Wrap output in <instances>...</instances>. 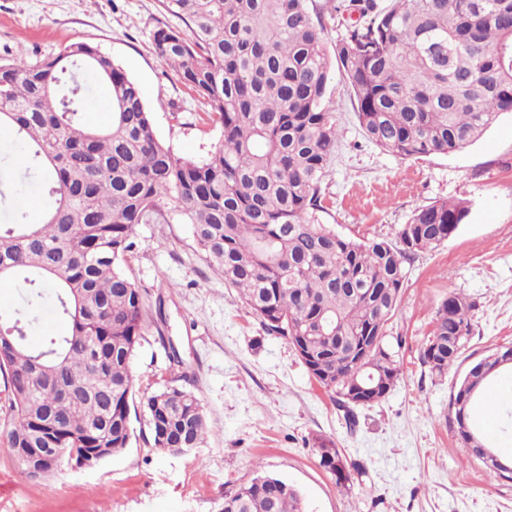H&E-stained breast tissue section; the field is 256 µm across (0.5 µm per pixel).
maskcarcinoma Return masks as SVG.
I'll list each match as a JSON object with an SVG mask.
<instances>
[{
    "label": "carcinoma",
    "instance_id": "1",
    "mask_svg": "<svg viewBox=\"0 0 512 512\" xmlns=\"http://www.w3.org/2000/svg\"><path fill=\"white\" fill-rule=\"evenodd\" d=\"M359 2L334 54L324 13ZM183 29L158 28L157 56L205 99L222 140L203 161L175 155L158 137L135 82L97 47L72 43L35 63L20 51L0 64V131L21 145L27 169L53 198L41 224L27 222L16 192L0 224V282L25 293L0 312V376L9 422L0 455L56 448L80 467L95 448L128 447L132 418L160 452L200 447L207 422L183 386L135 397L133 359L143 339L140 289L126 271L138 225L172 205L207 261L237 290L265 331L284 338L356 427L353 384L382 399L399 380L386 328L402 301L404 263L453 237L467 200L416 209L395 244L358 242L318 223L322 183L339 130L326 105L332 69L346 81L355 117L377 147L401 158L448 155L475 143L512 112V0H161ZM88 70L108 90L111 122L82 120ZM52 303L67 331L43 349L27 332ZM475 303L455 291L437 308L422 363L441 376L472 333ZM46 371L32 374L33 357ZM512 363L473 364L455 387L449 427L478 459L493 449L470 416L483 384ZM319 466L348 492L361 466L317 436ZM224 512H307L300 491L260 475L224 496Z\"/></svg>",
    "mask_w": 512,
    "mask_h": 512
}]
</instances>
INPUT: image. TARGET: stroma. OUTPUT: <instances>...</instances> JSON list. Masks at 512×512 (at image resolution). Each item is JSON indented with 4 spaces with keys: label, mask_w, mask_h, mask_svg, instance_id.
Wrapping results in <instances>:
<instances>
[{
    "label": "stroma",
    "mask_w": 512,
    "mask_h": 512,
    "mask_svg": "<svg viewBox=\"0 0 512 512\" xmlns=\"http://www.w3.org/2000/svg\"><path fill=\"white\" fill-rule=\"evenodd\" d=\"M182 28L158 0H0V61L25 49L53 57L83 41L140 87L160 139L177 156L205 159L221 139L207 106L156 55L157 27ZM327 102L340 131L322 185L321 224L359 241L396 242L413 211L470 201L458 232L407 264L402 301L387 333L402 339V375L380 402L342 411L295 352L260 320L198 252L176 212L138 225L129 275L147 315L133 361L140 390H192L208 425L204 444L169 455L134 435L94 467L61 466L49 484L0 457V512H222L224 496L257 470L294 484L310 512H512V481L488 479L448 426L456 382L472 362L512 346V112L467 149L403 159L375 146L358 125L347 86L332 72ZM475 304L473 331L445 377L421 361L449 290ZM178 364H170L169 349ZM332 439L363 473L344 492L318 464L312 439Z\"/></svg>",
    "instance_id": "35a3bbf8"
}]
</instances>
